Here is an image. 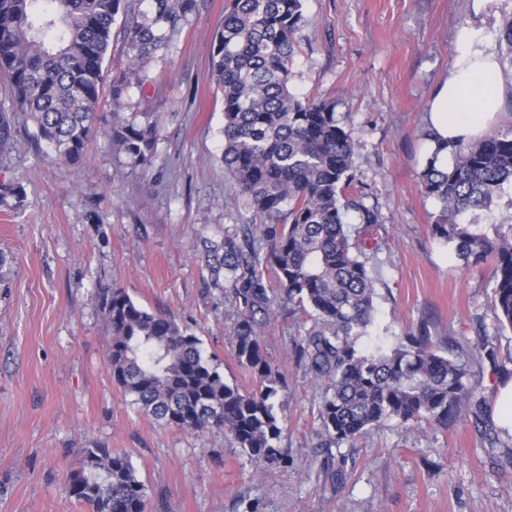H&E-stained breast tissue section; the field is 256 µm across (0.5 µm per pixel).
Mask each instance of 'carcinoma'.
I'll return each mask as SVG.
<instances>
[{
  "label": "carcinoma",
  "mask_w": 512,
  "mask_h": 512,
  "mask_svg": "<svg viewBox=\"0 0 512 512\" xmlns=\"http://www.w3.org/2000/svg\"><path fill=\"white\" fill-rule=\"evenodd\" d=\"M198 0H0V78L11 105L0 106V155L11 153L15 113L72 163L99 131L119 163L134 170L156 155L158 122L122 112L123 98L148 81L144 64L168 49ZM122 19L124 69L112 78V113L101 114L112 30ZM302 0H230L213 36L211 73L224 96V169L260 224L224 229V281L235 301L233 357L254 381L242 391L212 366L200 339L164 313H152L122 288L95 300L110 327L112 378L131 404L166 426L222 429L248 459L288 468L280 447L284 379L268 359L256 314L273 299L265 280L311 326L292 353L325 386L318 410L325 448L354 445L396 420L448 428L486 408L475 368L501 369L497 341L512 330V221L491 219L512 191V126L469 142L448 141L451 162L425 156L422 191L435 203L429 230L451 249L457 268H493L489 306L494 333L473 348L420 322L388 344L371 338L379 273L365 245L382 227L354 173L358 142L336 104L299 99L289 87ZM502 60L512 68V19ZM69 495L92 512H146L147 492L129 456L94 443L80 453Z\"/></svg>",
  "instance_id": "carcinoma-1"
}]
</instances>
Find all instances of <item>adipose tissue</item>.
<instances>
[{
	"mask_svg": "<svg viewBox=\"0 0 512 512\" xmlns=\"http://www.w3.org/2000/svg\"><path fill=\"white\" fill-rule=\"evenodd\" d=\"M506 95L500 64L478 30L464 27L455 39L453 66L431 102L428 125L444 139L483 135Z\"/></svg>",
	"mask_w": 512,
	"mask_h": 512,
	"instance_id": "obj_1",
	"label": "adipose tissue"
}]
</instances>
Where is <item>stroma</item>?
<instances>
[{
  "mask_svg": "<svg viewBox=\"0 0 512 512\" xmlns=\"http://www.w3.org/2000/svg\"><path fill=\"white\" fill-rule=\"evenodd\" d=\"M227 0H203L125 113L159 123L150 166H119L106 137L77 164L35 145L16 119L0 156V512H86L67 483L81 448L127 454L147 489V512H512V436L494 418L441 429L390 423L346 449L345 480L327 470L317 412L322 390L291 354L298 317L275 303L262 340L282 374L281 447L288 469L263 472L223 431L164 427L139 413L108 366L110 330L94 301L118 286L138 304L189 326L226 382L251 390L233 359L236 309L214 270L225 228L256 223L224 173L223 98L211 75L212 38ZM292 90L334 101L359 142L355 171L377 206V324L387 341L421 320L477 342L492 325L490 269L449 272L432 238L436 208L420 182L427 104L447 77L458 29L481 30L499 52L512 0H303Z\"/></svg>",
  "mask_w": 512,
  "mask_h": 512,
  "instance_id": "35a3bbf8",
  "label": "stroma"
}]
</instances>
